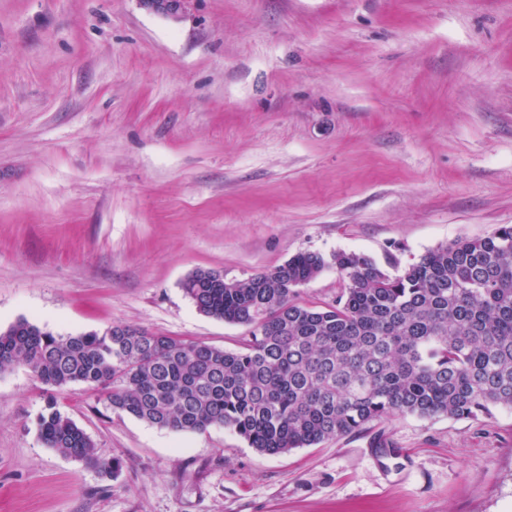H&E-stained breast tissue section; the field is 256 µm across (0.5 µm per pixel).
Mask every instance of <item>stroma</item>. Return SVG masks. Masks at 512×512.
Here are the masks:
<instances>
[{
  "mask_svg": "<svg viewBox=\"0 0 512 512\" xmlns=\"http://www.w3.org/2000/svg\"><path fill=\"white\" fill-rule=\"evenodd\" d=\"M512 225V0H0V331L232 350L181 283L299 252L403 268ZM0 374V512H512V411L394 416L265 455L57 392L114 478Z\"/></svg>",
  "mask_w": 512,
  "mask_h": 512,
  "instance_id": "stroma-1",
  "label": "stroma"
}]
</instances>
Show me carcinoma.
I'll return each mask as SVG.
<instances>
[{"label":"carcinoma","instance_id":"1","mask_svg":"<svg viewBox=\"0 0 512 512\" xmlns=\"http://www.w3.org/2000/svg\"><path fill=\"white\" fill-rule=\"evenodd\" d=\"M329 266L343 282L335 304L297 302V288ZM182 288L200 313L250 336L226 351L123 325L55 336L21 319L0 332V374L24 367L51 392L98 388L119 416L180 433L222 426L268 455L392 415L477 420L512 409L511 225L396 274L363 253L301 252L241 281L199 269ZM37 434L107 478L119 470L51 394Z\"/></svg>","mask_w":512,"mask_h":512}]
</instances>
